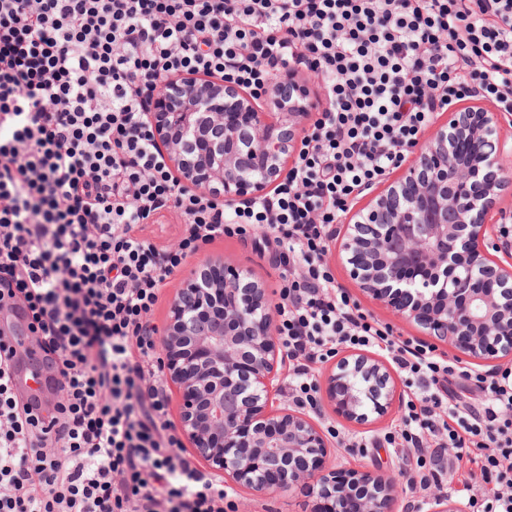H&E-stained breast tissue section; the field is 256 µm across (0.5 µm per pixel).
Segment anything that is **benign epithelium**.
<instances>
[{"label":"benign epithelium","instance_id":"7a95c632","mask_svg":"<svg viewBox=\"0 0 512 512\" xmlns=\"http://www.w3.org/2000/svg\"><path fill=\"white\" fill-rule=\"evenodd\" d=\"M312 72L288 73L275 84L295 90L258 96L218 78L173 77L147 113L167 164L184 186L229 203L259 199L288 174L301 133L317 108ZM504 114L465 107L433 125L410 149L399 180L368 206L344 217L339 254L360 288L473 360H512V239L502 236L501 191L512 186V135ZM224 277L208 285L205 272L176 288L161 341L166 377L180 392L182 435L209 468L232 483L274 496L311 481L318 496L346 504L336 475L325 470L330 441L306 414L292 408L275 365L284 353L268 290L215 260ZM417 274L411 287L400 270ZM326 395L351 421L386 415L396 402L388 368L357 355L326 377ZM367 489L352 512H396L397 482L351 472ZM467 504L436 495L431 512H467Z\"/></svg>","mask_w":512,"mask_h":512}]
</instances>
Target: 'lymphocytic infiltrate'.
<instances>
[{
	"mask_svg": "<svg viewBox=\"0 0 512 512\" xmlns=\"http://www.w3.org/2000/svg\"><path fill=\"white\" fill-rule=\"evenodd\" d=\"M308 69L328 105L272 196L223 204L180 186L146 119L158 86L216 76L263 92ZM473 97L512 117V0H0V306L21 311L60 395L18 400L0 336V512H225L186 456L151 321L201 245L236 237L280 267L293 401L318 363L381 349L416 379L388 444L407 488L468 464L476 512H512V369L439 360L366 315L325 261L354 199L434 114ZM183 218L170 250L142 234ZM433 457H426V449Z\"/></svg>",
	"mask_w": 512,
	"mask_h": 512,
	"instance_id": "obj_1",
	"label": "lymphocytic infiltrate"
}]
</instances>
